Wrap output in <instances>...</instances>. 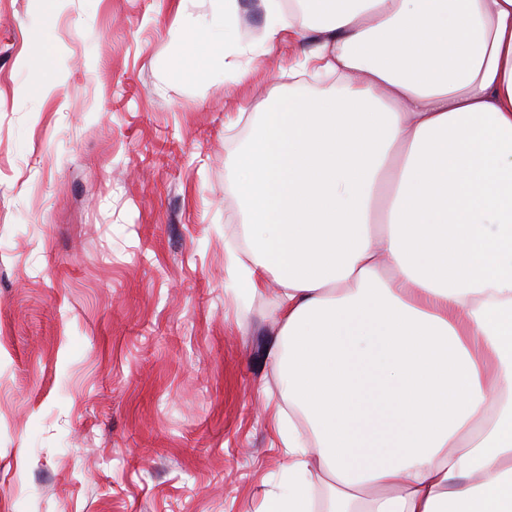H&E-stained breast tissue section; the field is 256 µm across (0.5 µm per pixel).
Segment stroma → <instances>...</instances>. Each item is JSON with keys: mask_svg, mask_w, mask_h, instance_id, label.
<instances>
[{"mask_svg": "<svg viewBox=\"0 0 512 512\" xmlns=\"http://www.w3.org/2000/svg\"><path fill=\"white\" fill-rule=\"evenodd\" d=\"M261 0H0V512H261L288 460L228 162L305 43ZM235 36L225 39V26ZM222 41L199 79L178 55Z\"/></svg>", "mask_w": 512, "mask_h": 512, "instance_id": "35a3bbf8", "label": "stroma"}]
</instances>
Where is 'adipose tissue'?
Instances as JSON below:
<instances>
[{
  "label": "adipose tissue",
  "mask_w": 512,
  "mask_h": 512,
  "mask_svg": "<svg viewBox=\"0 0 512 512\" xmlns=\"http://www.w3.org/2000/svg\"><path fill=\"white\" fill-rule=\"evenodd\" d=\"M335 89L257 113L233 159L288 487L263 512H512V0H264Z\"/></svg>",
  "instance_id": "1"
}]
</instances>
